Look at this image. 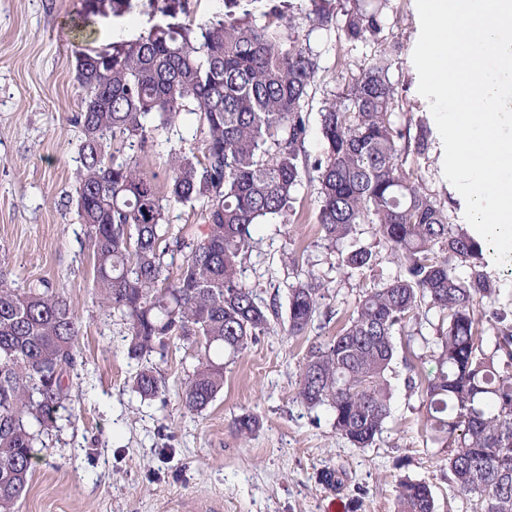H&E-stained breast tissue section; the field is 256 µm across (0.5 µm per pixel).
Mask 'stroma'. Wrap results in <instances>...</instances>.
Segmentation results:
<instances>
[{
	"instance_id": "stroma-1",
	"label": "stroma",
	"mask_w": 512,
	"mask_h": 512,
	"mask_svg": "<svg viewBox=\"0 0 512 512\" xmlns=\"http://www.w3.org/2000/svg\"><path fill=\"white\" fill-rule=\"evenodd\" d=\"M292 35L318 57L310 112L326 91H340L376 53L373 42L350 43L336 26L316 28L310 0H291ZM82 0H0V275L15 288L43 278L63 290L81 324L78 365L65 382L70 399L55 428L41 435L39 458L17 512H176L184 499H220L224 512H394L402 479L427 483L436 512H463L440 448L427 442L417 382L434 374L436 311L396 335L388 379L390 416L372 446L353 447L337 433L331 410L297 397L300 366L312 344L333 336L348 319L361 289L389 282L400 263L376 225L358 228L355 242L373 251L374 264L344 272L317 222L315 183L298 187L299 214L290 224H260L244 278L279 316L248 347L224 358V389L201 413L188 411L182 391L197 363L188 344L174 341L146 357L130 358L126 324L100 306L86 228L76 211L81 167L80 110L84 89L75 79V51L100 48L147 32L160 18L155 0L132 13L98 20L96 34L75 39L72 21ZM384 36L402 52L389 77L398 90V127L423 121L429 149L407 167L444 205L450 223H464L465 202L443 174V143L427 99L418 92L412 54L420 34L415 0H386ZM315 273L329 283L313 321L301 335L288 331V286ZM152 365L162 398L142 399L131 378ZM258 419L248 437L234 420ZM337 472L340 485L323 480Z\"/></svg>"
}]
</instances>
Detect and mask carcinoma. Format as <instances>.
<instances>
[{"label":"carcinoma","mask_w":512,"mask_h":512,"mask_svg":"<svg viewBox=\"0 0 512 512\" xmlns=\"http://www.w3.org/2000/svg\"><path fill=\"white\" fill-rule=\"evenodd\" d=\"M243 2L224 0V13L197 21L189 0H163L147 32L76 52V79L86 91L76 115L83 134L76 206L101 304L128 325L131 358L171 340L197 348L182 397L188 410H205L224 388V354L241 352L278 316L245 282L244 264L256 225L290 223L307 174L318 185L325 239L335 244L361 224H376L403 272L362 292L336 335L311 345L300 401L329 407L336 431L354 447L371 445L389 417L393 334L436 310L438 368L422 387L425 432L444 449L467 512H512V324L494 314L495 342L484 345L479 305L499 291L485 271L491 247L449 223L422 178L405 167L428 141L423 130L405 137L391 119L396 89L388 73L399 47L378 51L346 88L324 99V149L313 157L305 142L317 55L286 33L289 0H272L261 25ZM334 18L328 0L309 13L319 28ZM383 29L381 5L346 0V41L377 43ZM189 115L202 139L187 150L166 138L164 185L142 171L138 156H124L126 148L158 145V136ZM171 204L190 207L195 232L174 229ZM185 249L170 270L166 255ZM372 261L363 247L341 256L349 269ZM459 263L468 277L457 275ZM326 292L313 273L289 286L291 334L306 332ZM79 335L68 298L48 281L12 288L0 280V512H17L28 492L34 443L55 427L68 399L65 375L75 366ZM132 385L144 399L163 392L146 365ZM396 512H435L429 486L400 482Z\"/></svg>","instance_id":"1"}]
</instances>
